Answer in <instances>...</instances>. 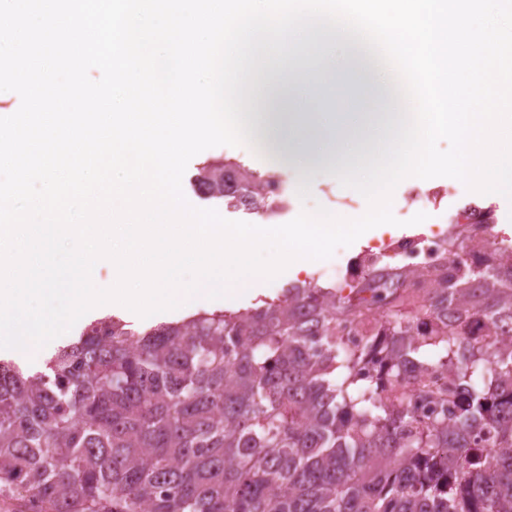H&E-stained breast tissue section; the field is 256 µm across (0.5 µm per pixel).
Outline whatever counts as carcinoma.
Returning a JSON list of instances; mask_svg holds the SVG:
<instances>
[{
  "label": "carcinoma",
  "instance_id": "carcinoma-1",
  "mask_svg": "<svg viewBox=\"0 0 512 512\" xmlns=\"http://www.w3.org/2000/svg\"><path fill=\"white\" fill-rule=\"evenodd\" d=\"M231 175L264 200L267 176L220 158L196 186L222 199ZM470 241L487 265L458 261L437 288L371 266L347 294L293 282L142 332L106 316L44 371L1 362L0 496L23 512H512V349L465 329L512 325V242ZM375 309L362 344L340 338ZM410 367L451 370L467 397L417 415Z\"/></svg>",
  "mask_w": 512,
  "mask_h": 512
}]
</instances>
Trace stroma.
<instances>
[{
    "label": "stroma",
    "mask_w": 512,
    "mask_h": 512,
    "mask_svg": "<svg viewBox=\"0 0 512 512\" xmlns=\"http://www.w3.org/2000/svg\"><path fill=\"white\" fill-rule=\"evenodd\" d=\"M219 155L241 161L256 172L282 176L287 180L290 195L296 202L319 206L347 218L356 217L367 205L366 199L361 194L341 186L336 178L329 176L328 172L323 171L306 176L303 175L300 166L274 160L269 146H262L257 152L247 147L217 146L202 151L190 160L182 178V190L192 206L218 210L225 219L250 224L261 221L260 216L256 214L244 211L234 213L226 210L223 202L205 198L194 187L193 179L202 163L208 158ZM392 212L397 218L396 224L374 231L367 240L338 248L331 258L314 262L301 273L297 274L293 269H286L273 280L263 281L258 290L241 293L231 304L227 305L223 300L214 299L186 308L163 311L145 318L132 317L129 318L128 323L131 328L141 330L162 323L180 321L203 311H220L226 307L234 311H243L260 305L261 301L276 298L287 283L298 278L320 286L337 285L341 282L340 270L346 269L352 259L363 250L377 248L393 239L431 233L436 230L438 223L444 220L441 210L429 206L425 209L426 220L416 225L411 224L410 219L415 211L407 207L404 189L400 186L396 187L393 193Z\"/></svg>",
    "instance_id": "1"
}]
</instances>
